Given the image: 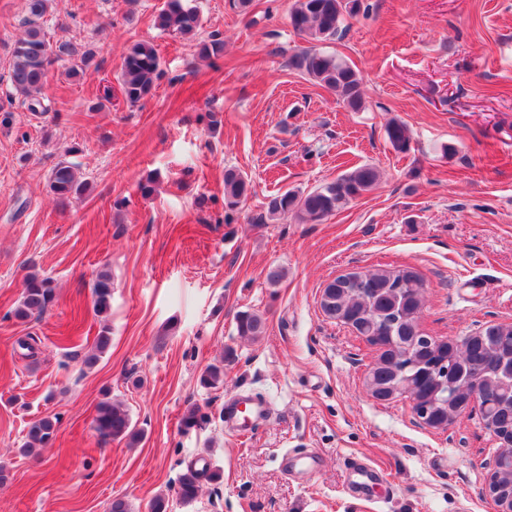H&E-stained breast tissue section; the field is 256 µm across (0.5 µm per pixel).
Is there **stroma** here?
Wrapping results in <instances>:
<instances>
[{"mask_svg": "<svg viewBox=\"0 0 512 512\" xmlns=\"http://www.w3.org/2000/svg\"><path fill=\"white\" fill-rule=\"evenodd\" d=\"M293 2L196 0L193 39L155 26L166 0H56L51 43L92 51L96 67L74 77L71 59L56 64L42 113L8 80L25 0H0V512H109L116 497L151 512L161 495L168 512H497L488 482L498 444L478 411L438 430L407 398L373 399V346L327 318L320 297L350 271L411 267L425 283L427 334L512 324V0H363L346 34L324 45L360 72L357 112L289 67L307 46L289 23ZM215 33L223 55L200 58L198 39ZM139 41L155 45L165 74L133 105L118 75ZM394 118L410 130L408 151L387 138ZM73 145L88 187L62 204L47 176ZM367 164L378 185L322 223H257L268 196ZM229 167L253 188L227 224ZM273 268L284 272L274 284ZM102 271L112 276L104 316L92 298ZM30 272L54 291L21 321ZM245 311L262 317L263 335L238 334ZM105 326L111 346L87 366ZM217 363L223 385L202 387ZM242 394L267 407L243 435L223 419ZM107 398L127 409L139 443L101 439L93 420ZM193 405L209 419L183 428ZM46 416L58 420L52 439L22 453ZM306 454L318 458L312 470L286 472V456ZM355 460L385 482L349 491ZM196 461L221 478H202L185 505L174 487Z\"/></svg>", "mask_w": 512, "mask_h": 512, "instance_id": "obj_1", "label": "stroma"}]
</instances>
